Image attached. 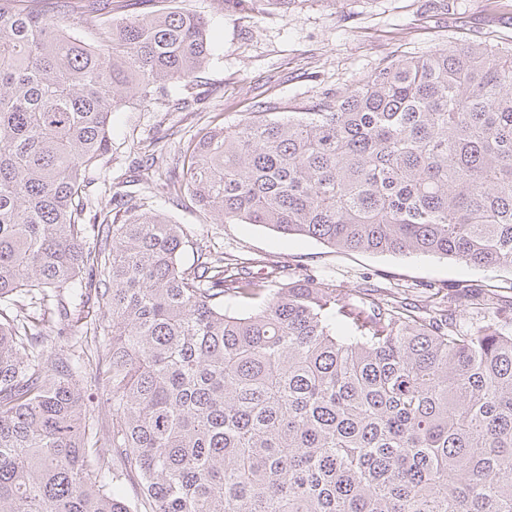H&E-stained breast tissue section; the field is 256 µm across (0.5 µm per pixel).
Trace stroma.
<instances>
[{"instance_id":"stroma-1","label":"stroma","mask_w":512,"mask_h":512,"mask_svg":"<svg viewBox=\"0 0 512 512\" xmlns=\"http://www.w3.org/2000/svg\"><path fill=\"white\" fill-rule=\"evenodd\" d=\"M203 16L211 41L206 66L193 82L167 87L152 99L112 115V152L92 171L96 185L115 192L136 181L149 208L168 213L192 242L227 256L275 260L289 272L316 275L347 292L379 290L410 297L419 315L434 290L456 296L495 295L493 308L458 317L461 328L492 325L512 331V270L480 269L422 255L339 252L311 239L284 236L256 224H216L189 197L157 189V171L183 143L211 124L239 122L257 104L274 117L303 112L325 93L353 87L382 59L421 56L452 42L512 40V0H171ZM184 99L181 108L171 107Z\"/></svg>"}]
</instances>
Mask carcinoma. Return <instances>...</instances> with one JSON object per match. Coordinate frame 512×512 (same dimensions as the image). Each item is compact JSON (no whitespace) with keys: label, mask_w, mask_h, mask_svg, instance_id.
I'll use <instances>...</instances> for the list:
<instances>
[{"label":"carcinoma","mask_w":512,"mask_h":512,"mask_svg":"<svg viewBox=\"0 0 512 512\" xmlns=\"http://www.w3.org/2000/svg\"><path fill=\"white\" fill-rule=\"evenodd\" d=\"M109 5L0 0V512H134L125 481L148 512H512V332L454 322L486 300L436 291L422 318L285 283L276 261L257 276L198 249L184 268L187 235L136 192L99 206L112 112L209 56L202 16ZM161 181L217 224L512 269V43L251 112L189 139ZM49 331L69 346L38 351ZM98 359L107 441L85 398Z\"/></svg>","instance_id":"obj_1"}]
</instances>
